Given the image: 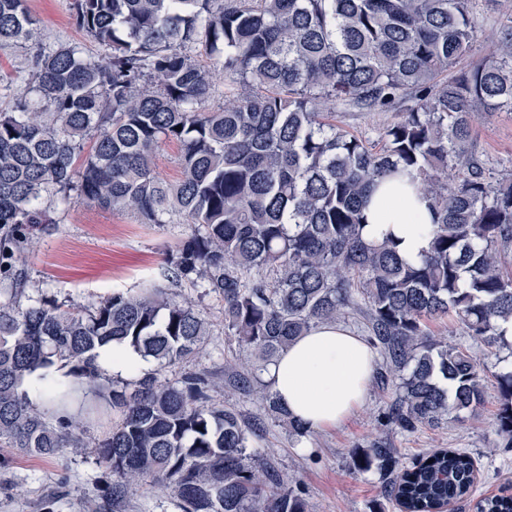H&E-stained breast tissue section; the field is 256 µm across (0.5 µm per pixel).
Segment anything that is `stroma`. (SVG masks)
Instances as JSON below:
<instances>
[{
    "instance_id": "stroma-1",
    "label": "stroma",
    "mask_w": 512,
    "mask_h": 512,
    "mask_svg": "<svg viewBox=\"0 0 512 512\" xmlns=\"http://www.w3.org/2000/svg\"><path fill=\"white\" fill-rule=\"evenodd\" d=\"M73 0H28L40 21L37 42L0 48V109L8 110L31 84L30 64L38 48L75 46L97 57L107 54L73 16ZM472 11L479 37L472 52L449 66L448 78L468 71L489 53L496 31L512 24V0H473ZM398 118L397 110L365 112L341 109L327 116L329 122L350 134L380 145L383 129ZM470 150L486 178L495 182L512 178V112L492 115L475 110ZM57 223L38 234L25 253L23 264L30 286L24 304L48 300L62 308H87L117 291L137 290L160 283V271L168 250L177 246L178 224H145L137 214L103 209L78 202L56 212ZM180 296L199 299L203 313L214 325V334L194 359L167 369V381L180 380L187 372L224 374V364L236 356L224 341V304L214 295L201 296L199 289L185 287ZM430 330L448 343L470 347L487 371L499 360L512 358V349L490 346L467 336L455 317L431 320ZM388 399L377 385H370L365 403L342 424L292 436L277 424L266 426L261 453L288 476L296 478L311 512H396L382 496L377 472H361L352 466V452L385 438L396 448L400 461L409 466L435 448L460 449L480 461L476 483L468 496L451 505V512H473L479 498L512 487V448H505L497 433L499 394L488 386L485 401L466 421L449 420L438 428L422 427L401 433L382 426L378 415ZM0 512H93L109 495L112 475L93 449L68 447L60 456L37 457L0 446Z\"/></svg>"
}]
</instances>
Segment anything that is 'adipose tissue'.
I'll return each instance as SVG.
<instances>
[{
  "instance_id": "ef3b65f1",
  "label": "adipose tissue",
  "mask_w": 512,
  "mask_h": 512,
  "mask_svg": "<svg viewBox=\"0 0 512 512\" xmlns=\"http://www.w3.org/2000/svg\"><path fill=\"white\" fill-rule=\"evenodd\" d=\"M405 173L381 180L367 208L365 241L383 236L397 241L400 256L416 262L429 248L417 227L432 221L429 202ZM375 366L372 349L340 323H329L299 337L272 364L267 379L292 416L306 429L343 422L365 401Z\"/></svg>"
}]
</instances>
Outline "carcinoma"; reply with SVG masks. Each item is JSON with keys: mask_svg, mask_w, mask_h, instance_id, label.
<instances>
[{"mask_svg": "<svg viewBox=\"0 0 512 512\" xmlns=\"http://www.w3.org/2000/svg\"><path fill=\"white\" fill-rule=\"evenodd\" d=\"M471 2L74 0L77 26L112 54L38 50L29 94L0 112V444L55 457L85 446L82 421L112 409L119 422L93 443L112 472V500L150 480L181 512H310L300 486L256 452L267 419L308 433L262 375L295 339L358 310L391 391L385 426L411 433L478 408L480 363L428 327L452 314L467 335L512 349L497 328L512 319V179L489 184L469 153L473 109L512 112V25L467 73L441 78L477 37ZM38 31L27 0H0V46L34 42ZM219 79L240 90L208 108ZM405 102L379 150L319 118L341 105ZM164 142L181 149L175 183L155 169ZM398 171L416 175L433 214L418 264L388 236L362 237L371 185ZM78 200L186 226L162 275L224 301L225 340L240 353L225 364V392L263 391L252 419L212 402L219 385L204 372L161 381L211 335L192 302L148 284L84 312L21 303L25 251L57 223L53 204ZM113 341L152 359L154 372L106 390L98 349ZM33 374L36 395L65 410L53 423L22 389ZM494 377L497 432L511 448L512 365ZM352 463L376 471L404 512H437L475 480L465 451L405 468L382 439ZM475 509L512 512V494Z\"/></svg>", "mask_w": 512, "mask_h": 512, "instance_id": "cac0c4a2", "label": "carcinoma"}]
</instances>
